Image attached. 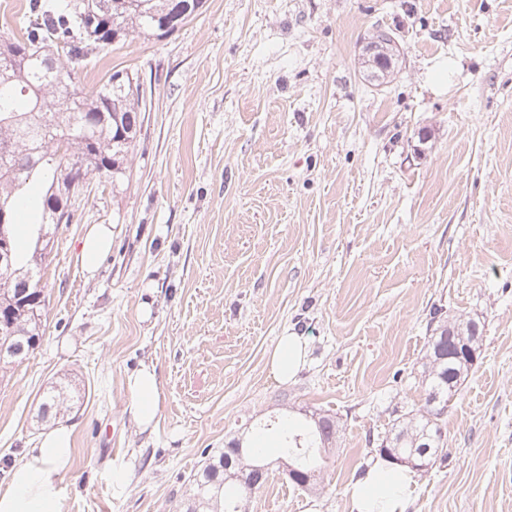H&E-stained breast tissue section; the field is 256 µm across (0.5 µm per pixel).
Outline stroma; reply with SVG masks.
<instances>
[{
	"instance_id": "1",
	"label": "stroma",
	"mask_w": 512,
	"mask_h": 512,
	"mask_svg": "<svg viewBox=\"0 0 512 512\" xmlns=\"http://www.w3.org/2000/svg\"><path fill=\"white\" fill-rule=\"evenodd\" d=\"M392 33L374 79L364 49ZM138 74L150 111L119 187L93 185L42 280L46 334L0 377V483L65 425L67 512H178L209 456L276 411L339 422L323 493L281 468L246 512H347L423 397L432 318L483 328L446 447L408 512H512V0H206L173 35L90 55L86 87ZM112 229L95 273L89 227ZM306 359L280 382L279 336ZM154 366L153 430L127 377ZM69 377L77 402L40 420Z\"/></svg>"
}]
</instances>
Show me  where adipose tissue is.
Masks as SVG:
<instances>
[{
	"label": "adipose tissue",
	"mask_w": 512,
	"mask_h": 512,
	"mask_svg": "<svg viewBox=\"0 0 512 512\" xmlns=\"http://www.w3.org/2000/svg\"><path fill=\"white\" fill-rule=\"evenodd\" d=\"M305 344L302 337H280L269 355L272 374L292 377L302 364ZM129 410L141 429L153 427L160 397L153 366H141L125 383ZM73 461L72 431L59 426L48 431L39 445L27 449L21 462L11 466L6 485L0 486V512H65L60 484ZM414 483L411 468L378 459L364 476L351 486L349 512H406Z\"/></svg>",
	"instance_id": "ef3b65f1"
}]
</instances>
